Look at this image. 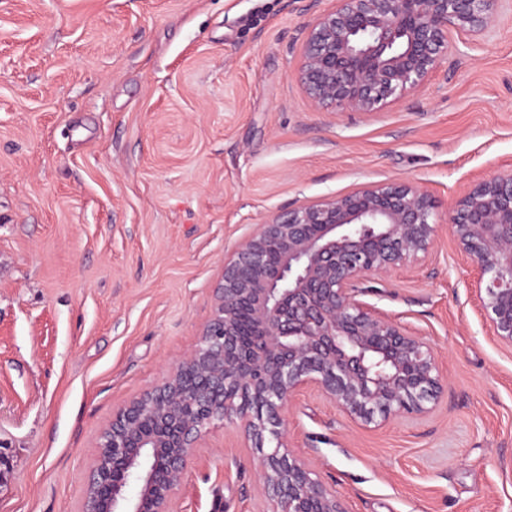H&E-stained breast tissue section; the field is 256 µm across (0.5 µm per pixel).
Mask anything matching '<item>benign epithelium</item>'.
<instances>
[{"instance_id": "obj_1", "label": "benign epithelium", "mask_w": 512, "mask_h": 512, "mask_svg": "<svg viewBox=\"0 0 512 512\" xmlns=\"http://www.w3.org/2000/svg\"><path fill=\"white\" fill-rule=\"evenodd\" d=\"M503 0H336L307 25L297 72L310 100L373 112L423 86L453 32L493 26ZM427 190L366 185L306 201L256 225L224 261L212 313L190 354L112 411L90 465L82 512H174L208 429L235 422L259 453L269 512H347L283 430L314 389L364 424L429 412L445 387L420 334L358 299V284L432 251ZM448 229L478 272L470 288L497 339L512 347V170L474 182Z\"/></svg>"}]
</instances>
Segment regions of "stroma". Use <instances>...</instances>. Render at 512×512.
<instances>
[{
    "label": "stroma",
    "mask_w": 512,
    "mask_h": 512,
    "mask_svg": "<svg viewBox=\"0 0 512 512\" xmlns=\"http://www.w3.org/2000/svg\"><path fill=\"white\" fill-rule=\"evenodd\" d=\"M333 0H0V512H81L112 410L194 348L224 257L307 200L410 181L438 222L512 169V7L456 34L424 86L374 112L315 106L304 27ZM441 230L365 302L416 328L447 388L362 425L318 392L296 454L348 512H512V348ZM257 453L211 428L175 512H267Z\"/></svg>",
    "instance_id": "obj_1"
}]
</instances>
